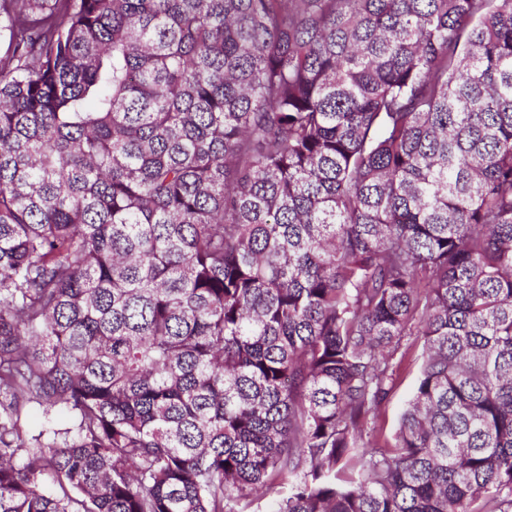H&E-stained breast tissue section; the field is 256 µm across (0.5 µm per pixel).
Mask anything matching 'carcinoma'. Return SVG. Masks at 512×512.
Masks as SVG:
<instances>
[{"label":"carcinoma","instance_id":"obj_1","mask_svg":"<svg viewBox=\"0 0 512 512\" xmlns=\"http://www.w3.org/2000/svg\"><path fill=\"white\" fill-rule=\"evenodd\" d=\"M2 27L0 512H512V0ZM408 343L413 346L406 356L400 360V353L396 355L395 361L399 362V379L376 422L378 428L380 423L384 424V433L387 436L395 431L398 418L411 394L419 370V355L423 344L421 336H411ZM22 421L25 430L29 434H37L41 429L51 425L56 428H65L69 427L71 424L70 417L65 413L56 414L53 421L48 423L42 409L36 404H31L26 408L22 416Z\"/></svg>","mask_w":512,"mask_h":512}]
</instances>
